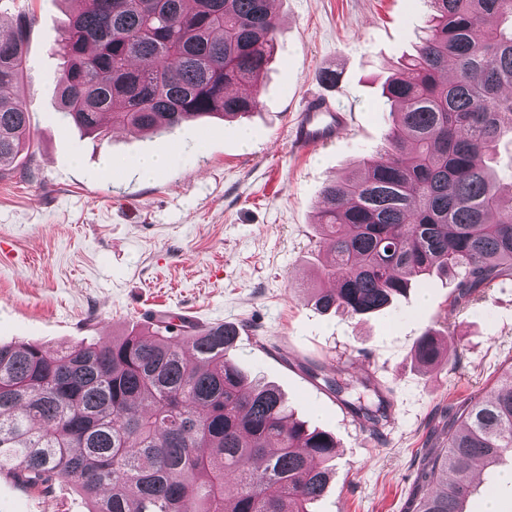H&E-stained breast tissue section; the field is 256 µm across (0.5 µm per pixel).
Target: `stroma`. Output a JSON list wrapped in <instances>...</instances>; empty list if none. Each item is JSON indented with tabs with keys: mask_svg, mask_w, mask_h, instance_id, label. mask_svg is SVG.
<instances>
[{
	"mask_svg": "<svg viewBox=\"0 0 512 512\" xmlns=\"http://www.w3.org/2000/svg\"><path fill=\"white\" fill-rule=\"evenodd\" d=\"M276 53L260 106L234 123L190 122L94 139L57 114L64 0H0V29L34 23L14 90L29 113L32 155L0 177V344L57 347L106 340L148 316L241 325L235 357L276 385L297 417L330 432L336 471L312 512H409L424 457L448 434L447 409L489 392L512 360V279L463 310L455 282L431 277L354 321L310 301L323 254L320 191L378 150L389 124L382 84L413 54L426 0H276ZM340 79L351 110L334 145L295 154L289 130L305 99ZM167 155L142 178L135 161ZM111 160L112 173L103 170ZM457 327L455 366L412 358L428 330ZM371 377L389 404L379 436L347 413L315 369ZM75 485L26 488L0 473V512H88Z\"/></svg>",
	"mask_w": 512,
	"mask_h": 512,
	"instance_id": "stroma-1",
	"label": "stroma"
}]
</instances>
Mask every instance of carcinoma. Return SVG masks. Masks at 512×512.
Returning a JSON list of instances; mask_svg holds the SVG:
<instances>
[{
	"instance_id": "obj_1",
	"label": "carcinoma",
	"mask_w": 512,
	"mask_h": 512,
	"mask_svg": "<svg viewBox=\"0 0 512 512\" xmlns=\"http://www.w3.org/2000/svg\"><path fill=\"white\" fill-rule=\"evenodd\" d=\"M56 84L63 120L101 139L260 105L275 48L274 0H67ZM425 35L383 97L391 123L363 170L327 183L315 223L326 260L316 309L379 312L432 273L460 275L452 306L512 278V194L486 165L512 137V0H429ZM22 16L0 33V89L26 62ZM31 149L28 112L0 96V176ZM235 324L157 319L106 342L0 345V472L30 488L72 482L89 512H309L332 478L336 440L293 417L281 391L239 369ZM432 329L414 359L447 366ZM324 378L355 416L377 423L369 377ZM423 464L412 512H467L475 465L512 459V364L489 395L452 413Z\"/></svg>"
}]
</instances>
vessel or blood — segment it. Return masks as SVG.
Returning <instances> with one entry per match:
<instances>
[{
	"label": "vessel or blood",
	"mask_w": 512,
	"mask_h": 512,
	"mask_svg": "<svg viewBox=\"0 0 512 512\" xmlns=\"http://www.w3.org/2000/svg\"><path fill=\"white\" fill-rule=\"evenodd\" d=\"M350 126L349 114L323 95H311L303 103L290 131L296 153L312 150L340 139Z\"/></svg>",
	"instance_id": "b4317fda"
}]
</instances>
